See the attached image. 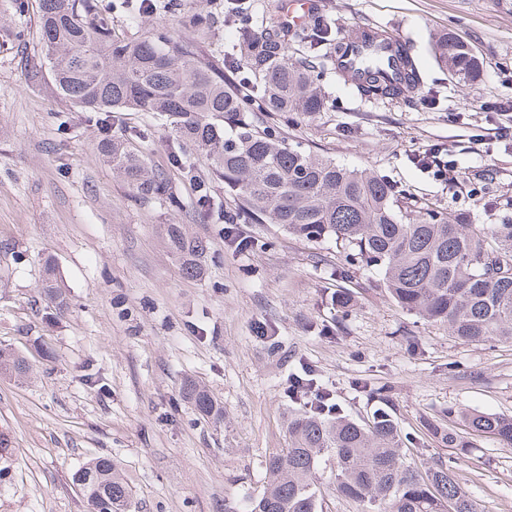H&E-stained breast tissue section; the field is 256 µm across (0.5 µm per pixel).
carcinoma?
<instances>
[{"label":"carcinoma","instance_id":"1","mask_svg":"<svg viewBox=\"0 0 512 512\" xmlns=\"http://www.w3.org/2000/svg\"><path fill=\"white\" fill-rule=\"evenodd\" d=\"M176 0H144L132 7L173 11ZM111 0H37L42 58L58 94L93 112H153L170 120L171 135L195 152L213 178L237 201L233 219L280 224L303 240L333 242L348 261L376 267L383 287L403 309L445 323L451 335L470 343H512V224H462L431 208L401 206L394 185L364 168L288 146L273 128L259 127L255 112L310 114L323 110L320 78L332 64L367 99L406 97L421 79L409 51L384 31L362 29L351 39L333 35L325 22L298 34L299 42H330V52L297 58L282 31L249 29L241 0H225L224 16L241 22L240 59L229 77L200 43L215 36L216 19L192 17L193 33L175 38L155 28L141 38L112 29ZM431 49L457 82L480 74L467 41L443 32ZM100 152L140 200L181 207L165 174L127 150L124 140L105 138ZM183 271L198 276L207 245L178 224L167 228ZM0 369L24 372L26 361L0 350ZM203 415L212 400L194 384L184 388ZM471 434L512 446V417L449 408ZM450 448H466L452 428L431 426ZM407 438L392 415L376 409L367 422L341 415L323 395L288 429V448L266 461L263 493L250 512H322L317 470L335 460L337 492L365 506L364 512H479L477 503L444 462L423 472L405 461ZM89 512H130L132 492L116 465L98 457L74 474Z\"/></svg>","mask_w":512,"mask_h":512}]
</instances>
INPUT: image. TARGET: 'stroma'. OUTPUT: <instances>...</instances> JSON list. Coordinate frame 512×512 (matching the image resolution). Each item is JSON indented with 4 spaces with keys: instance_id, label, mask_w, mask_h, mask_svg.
Listing matches in <instances>:
<instances>
[{
    "instance_id": "obj_1",
    "label": "stroma",
    "mask_w": 512,
    "mask_h": 512,
    "mask_svg": "<svg viewBox=\"0 0 512 512\" xmlns=\"http://www.w3.org/2000/svg\"><path fill=\"white\" fill-rule=\"evenodd\" d=\"M224 0H180L174 13L112 25L186 35L183 14ZM311 17L352 37L376 28L407 42L423 85L409 98L365 99L335 69L324 111L256 120L290 144L349 167H369L424 204L477 224L512 220V0H315ZM34 13L0 0V348L26 373H0V512H87L73 480L108 456L136 512H247L265 485V462L288 446L304 404L288 384L310 373L356 420L385 388L416 463L452 462L480 512H512V447L488 437L444 446L426 424L443 409L512 416V344L468 343L397 306L380 272L345 261L335 244L312 245L278 224H239L242 251L224 240L236 211L203 160L180 152L161 120L72 107L30 72L42 56ZM27 33L14 39L15 30ZM466 38L483 73L457 83L435 60L434 33ZM119 136L164 172L180 208L135 198L100 154ZM451 162L453 178L417 164L424 150ZM207 184L199 203L198 181ZM208 242L205 271L186 277L166 228ZM55 274L69 305L42 293ZM341 288L355 302L342 314ZM195 382L224 409L202 418L183 396Z\"/></svg>"
}]
</instances>
